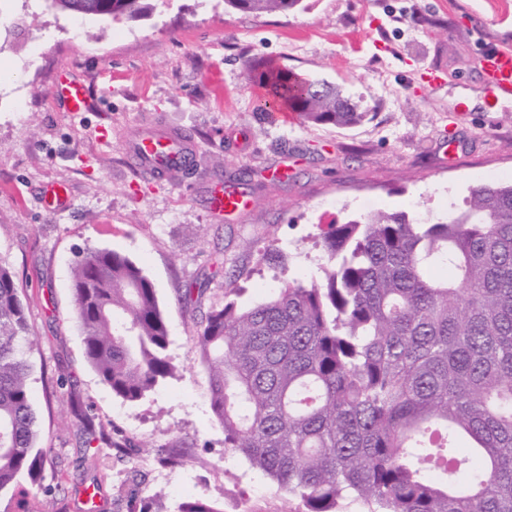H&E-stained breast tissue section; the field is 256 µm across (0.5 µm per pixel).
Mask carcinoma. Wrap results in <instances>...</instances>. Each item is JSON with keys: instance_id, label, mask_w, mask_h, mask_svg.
Listing matches in <instances>:
<instances>
[{"instance_id": "cac0c4a2", "label": "carcinoma", "mask_w": 512, "mask_h": 512, "mask_svg": "<svg viewBox=\"0 0 512 512\" xmlns=\"http://www.w3.org/2000/svg\"><path fill=\"white\" fill-rule=\"evenodd\" d=\"M135 19L146 0H53ZM300 0H225L260 15ZM263 111L354 126L369 113L333 84L272 66ZM325 260L243 308L230 295L194 337L224 447L305 512H512V184H478L447 216L378 212L330 224ZM85 355L138 401L175 375L142 268L89 250L72 268ZM27 303L0 260V495L38 480Z\"/></svg>"}]
</instances>
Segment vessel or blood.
<instances>
[{
    "instance_id": "1",
    "label": "vessel or blood",
    "mask_w": 512,
    "mask_h": 512,
    "mask_svg": "<svg viewBox=\"0 0 512 512\" xmlns=\"http://www.w3.org/2000/svg\"><path fill=\"white\" fill-rule=\"evenodd\" d=\"M483 79L489 91L512 93L511 46L499 48L485 56ZM53 92L65 100L68 112H87L93 107L88 86L74 78L70 72H62ZM193 149L191 141L163 125L143 129L127 146L129 155L139 166L160 178L166 177L172 168L179 166L183 154Z\"/></svg>"
}]
</instances>
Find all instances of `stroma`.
Wrapping results in <instances>:
<instances>
[{
    "mask_svg": "<svg viewBox=\"0 0 512 512\" xmlns=\"http://www.w3.org/2000/svg\"><path fill=\"white\" fill-rule=\"evenodd\" d=\"M512 45V0H301L286 13L247 14L224 0H153L139 19L74 17L51 0H0V258L13 268L37 346L28 356L36 446L49 462L21 478L0 512H99L163 492L166 512L199 499L217 512H283L276 482L224 446L194 336L228 284L265 301L281 282L308 280L321 233L372 211L444 216L471 186L512 182V100L449 104L483 91L482 62ZM252 69H245V62ZM272 65L339 85L372 117L349 128L259 112ZM442 83L421 79L425 68ZM87 82L94 108L76 115L51 91L62 69ZM112 116L108 144L96 139ZM162 124L195 148L178 177L157 180L126 145ZM66 187L45 211L47 184ZM249 201L215 211L216 188ZM89 249L120 252L151 280L169 327L174 377L137 402L117 397L84 355L71 268ZM208 288L191 305L179 292ZM84 413L76 415L74 404ZM126 441L116 454L97 433ZM185 477L184 495L169 478Z\"/></svg>",
    "mask_w": 512,
    "mask_h": 512,
    "instance_id": "obj_1",
    "label": "stroma"
}]
</instances>
